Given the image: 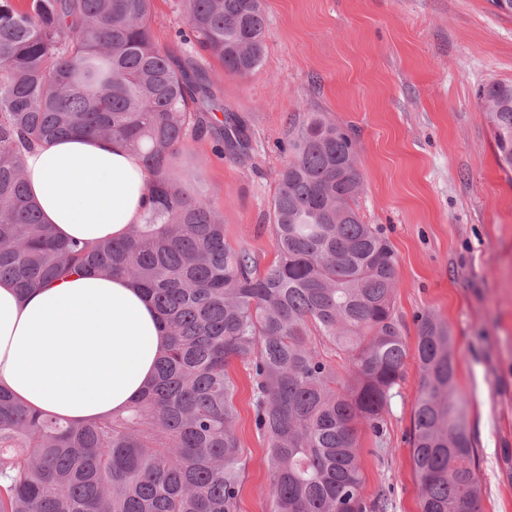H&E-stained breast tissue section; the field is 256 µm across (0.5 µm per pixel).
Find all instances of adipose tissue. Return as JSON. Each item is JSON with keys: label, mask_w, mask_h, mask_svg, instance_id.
Here are the masks:
<instances>
[{"label": "adipose tissue", "mask_w": 512, "mask_h": 512, "mask_svg": "<svg viewBox=\"0 0 512 512\" xmlns=\"http://www.w3.org/2000/svg\"><path fill=\"white\" fill-rule=\"evenodd\" d=\"M24 169L43 222L68 239H121L151 206L148 172L115 142H45L25 153ZM166 348L152 301L130 278L72 275L25 297L0 280V384L32 409L76 422L122 411Z\"/></svg>", "instance_id": "obj_1"}]
</instances>
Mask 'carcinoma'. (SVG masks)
I'll return each instance as SVG.
<instances>
[{"instance_id":"obj_1","label":"carcinoma","mask_w":512,"mask_h":512,"mask_svg":"<svg viewBox=\"0 0 512 512\" xmlns=\"http://www.w3.org/2000/svg\"><path fill=\"white\" fill-rule=\"evenodd\" d=\"M198 57L246 77L263 60L262 0H181ZM151 0H0V278L22 294L70 274L124 275L152 299L169 338L157 375L125 414L63 423L0 387V512H238L246 460L238 361L267 440L270 512H379L366 500L358 432L383 431L409 348L394 315L397 257L356 200V141L318 113L291 125L277 178V259L224 241V219L170 164L223 112L220 146L252 149L193 59L154 38ZM480 109L512 168V83ZM87 133L127 144L155 200L119 241L64 240L41 220L23 154ZM349 364L342 376L329 352ZM414 359L410 451L420 512H481L478 448L456 391L448 326L426 315Z\"/></svg>"}]
</instances>
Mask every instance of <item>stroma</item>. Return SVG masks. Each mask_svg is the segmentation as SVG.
I'll use <instances>...</instances> for the list:
<instances>
[{
  "instance_id": "1",
  "label": "stroma",
  "mask_w": 512,
  "mask_h": 512,
  "mask_svg": "<svg viewBox=\"0 0 512 512\" xmlns=\"http://www.w3.org/2000/svg\"><path fill=\"white\" fill-rule=\"evenodd\" d=\"M262 5L266 48L253 74L201 63L225 109L246 119L249 157L226 158L205 136L186 139L176 162L221 213L226 242L265 266L276 258L272 198L290 122L319 112L352 134L363 177L358 212L398 259L395 315L412 347L421 315L447 324L479 450L482 512H512V169L499 163L478 99L485 85L512 81V15L489 0ZM185 27L178 0H152L156 40L182 59ZM230 374L247 462L239 512H269L248 375L238 362ZM418 378L408 361L382 435L359 434L363 495L382 498V512H420L408 442Z\"/></svg>"
}]
</instances>
